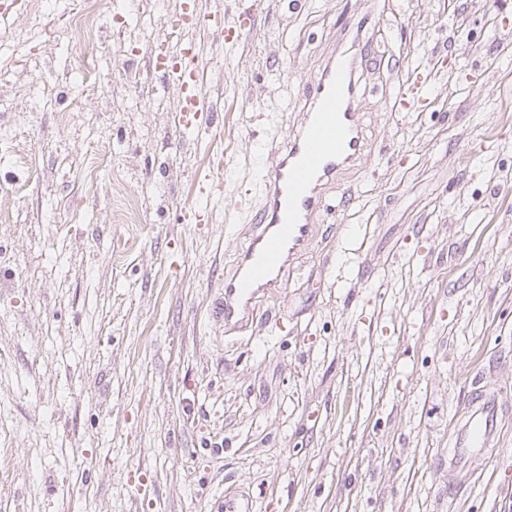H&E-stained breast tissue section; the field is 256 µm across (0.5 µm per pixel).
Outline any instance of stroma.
Listing matches in <instances>:
<instances>
[{
    "mask_svg": "<svg viewBox=\"0 0 512 512\" xmlns=\"http://www.w3.org/2000/svg\"><path fill=\"white\" fill-rule=\"evenodd\" d=\"M184 31L216 120L151 66L185 0L0 10V512H512V0H202ZM425 112L404 70L444 43ZM365 149L258 322L211 315L260 175L336 51ZM201 221H189L193 209ZM492 454L448 480L474 386ZM192 5L185 3L186 7L183 9L176 19H170L168 26L172 34L177 30L181 32L187 28L198 29L199 31L206 32L207 30L220 29L224 32V14H217L206 11L202 7L201 1H192ZM188 8V9H187Z\"/></svg>",
    "mask_w": 512,
    "mask_h": 512,
    "instance_id": "1",
    "label": "stroma"
}]
</instances>
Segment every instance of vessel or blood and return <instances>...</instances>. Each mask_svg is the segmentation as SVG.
Listing matches in <instances>:
<instances>
[{
    "instance_id": "obj_1",
    "label": "vessel or blood",
    "mask_w": 512,
    "mask_h": 512,
    "mask_svg": "<svg viewBox=\"0 0 512 512\" xmlns=\"http://www.w3.org/2000/svg\"><path fill=\"white\" fill-rule=\"evenodd\" d=\"M223 26V15L206 11L200 0H193L169 22L174 31L194 28L204 32ZM153 66L179 86L185 127H197L198 117L207 108L200 94L195 45L181 42L165 48ZM356 69V57L346 52L327 61L306 95L301 126L283 148L274 151L262 170V209L257 224L233 272L225 276L224 295L214 308L215 317L223 320L226 329L239 330L253 324L258 294L280 287L287 268L312 244L313 219L323 206V185L333 181L363 152ZM428 81V73L417 70L414 80L397 89L396 109L422 101ZM498 411L494 395L483 389L471 393L448 454L449 471L469 468L478 452L492 446Z\"/></svg>"
}]
</instances>
